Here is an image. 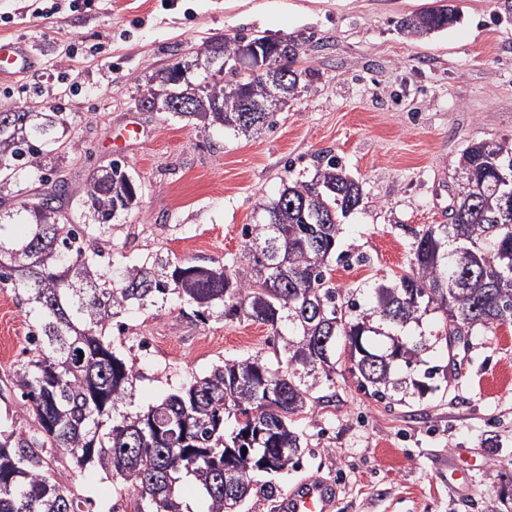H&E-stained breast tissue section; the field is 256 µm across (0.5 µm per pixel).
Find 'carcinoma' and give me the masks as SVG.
Listing matches in <instances>:
<instances>
[{
	"mask_svg": "<svg viewBox=\"0 0 512 512\" xmlns=\"http://www.w3.org/2000/svg\"><path fill=\"white\" fill-rule=\"evenodd\" d=\"M451 5L432 7L399 22L400 32L420 39L457 22ZM239 37L205 47L224 56ZM253 42L288 61V90L302 73L293 69L302 43L294 37ZM274 72L260 75L201 74L193 81L197 117L244 136L272 124L273 111L242 120L236 90L263 98ZM66 124L60 112L19 108L0 112V173L25 177L42 170L45 148L60 142ZM462 182L451 222L418 233L408 269L389 285L373 288L369 307L342 295L332 283L329 259L336 249L340 219L363 201L358 181L336 158H328L311 183L284 184L262 205L258 222L245 234L247 282L222 267L174 264L149 257L121 272L104 264L100 235L120 212L137 206L138 186L119 162L92 173L79 206L97 217L76 224L70 217L68 183L46 174L51 184L42 205L22 200L0 213V288L26 306L28 357L17 363L12 384L32 416L31 429L0 419V512H91V500L71 489L48 457H66L73 467L96 466L114 479L131 481L140 494L136 512H191L183 479H194L206 512H237L256 471L278 473L299 464L303 432L297 417L316 402L312 389L331 380L344 337L348 371L359 387L383 399L395 388L394 372L414 373L435 344L411 336V324L431 313L444 317V336L471 337L478 328L512 325V208L503 200L500 175L512 173V148L496 151L483 141L460 159ZM278 286L266 288L270 277ZM173 297L203 310L243 317L270 327L281 338L285 358L261 356L213 367L167 394L147 411L134 409V364L118 355L106 335L120 312ZM405 379L424 398L438 390ZM247 453H242V450Z\"/></svg>",
	"mask_w": 512,
	"mask_h": 512,
	"instance_id": "1",
	"label": "carcinoma"
}]
</instances>
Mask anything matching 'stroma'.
Returning <instances> with one entry per match:
<instances>
[{"label": "stroma", "mask_w": 512, "mask_h": 512, "mask_svg": "<svg viewBox=\"0 0 512 512\" xmlns=\"http://www.w3.org/2000/svg\"><path fill=\"white\" fill-rule=\"evenodd\" d=\"M458 22L422 40L398 23L435 0H0V37H21L37 61L0 78V111L61 112L65 145L46 157L85 196L93 171L118 161L140 187V204L112 222V262L156 255L223 265L245 277L246 226L283 183L310 182L335 157L363 193L343 218L329 261L343 293L365 301L407 268L419 231L448 221L470 144H512V21L495 0H448ZM303 40L300 92L255 137L143 107L152 77L194 60L213 39ZM136 124L138 138L125 136ZM25 307L0 290V416L30 428L10 378L29 349ZM133 363L136 405L146 408L229 359H272L282 343L269 326L196 305L132 306L107 331ZM437 389L423 399L381 400L336 365L300 427L299 465L254 475L242 512H275L313 475L338 485L335 512H499L512 478V327L475 330L469 348L427 355ZM456 459L464 490L448 483ZM69 482L93 512H134L138 492L89 467Z\"/></svg>", "instance_id": "35a3bbf8"}]
</instances>
